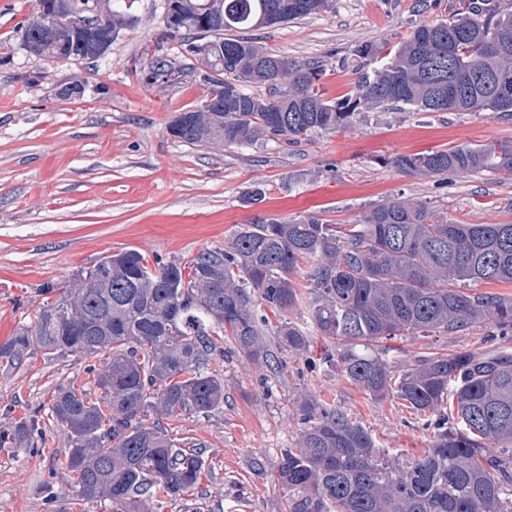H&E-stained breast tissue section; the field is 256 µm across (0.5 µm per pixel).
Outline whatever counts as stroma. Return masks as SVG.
<instances>
[{"label": "stroma", "instance_id": "obj_1", "mask_svg": "<svg viewBox=\"0 0 512 512\" xmlns=\"http://www.w3.org/2000/svg\"><path fill=\"white\" fill-rule=\"evenodd\" d=\"M460 0H334L331 12L252 31L288 58L327 63L325 98L352 93L353 58L370 42L396 44L423 23L448 18ZM32 0H0V342L29 325L44 297L41 284H68L79 270L125 249L148 262L189 263L227 247L255 216H313L355 224L369 207L405 195L462 224L512 222V170L467 176L427 175L392 165L398 155L459 145L512 142V116L492 112H423L373 106L353 125L316 132L298 144L249 147L187 145L167 132L179 113L196 109L208 88L189 76L170 86L134 68L164 29V0H134L132 23L93 63L52 62L28 53L17 31ZM81 82L68 96L66 84ZM266 189L244 207L243 190ZM390 359L437 350L511 347L487 323L455 334L398 336ZM322 337L308 353H283L270 371L225 349L211 367L224 377V406L210 415L166 420L172 439L203 443L211 472L183 500L161 512H287L275 473L282 449L294 447L301 424L295 399L310 393L345 411L374 435L389 457L421 454L433 438L426 418L394 398L376 399L323 360ZM108 354L49 358L34 353L0 362V512H108L68 483V442L48 407L58 387L88 381L89 366ZM37 420L33 448L9 443L15 421ZM264 465L256 475L254 461Z\"/></svg>", "mask_w": 512, "mask_h": 512}]
</instances>
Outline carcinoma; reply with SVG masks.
<instances>
[{"mask_svg":"<svg viewBox=\"0 0 512 512\" xmlns=\"http://www.w3.org/2000/svg\"><path fill=\"white\" fill-rule=\"evenodd\" d=\"M19 27L30 54L77 62L97 59L94 44L66 25L38 22L37 3ZM67 15L88 10L90 22H112L117 38L132 21L114 0H47ZM329 0H165L163 36L180 39L187 68L167 55L152 59L151 82L175 84L192 73L208 87L204 103L178 115L167 132L189 145L296 143L317 131L352 125L364 108L401 104L425 112H498L512 116V85L485 91L480 81L502 72L512 80V11L465 5L448 19L414 27L391 48L358 46L355 92L323 98L326 64L299 62L256 41L224 35L288 23L327 11ZM266 89L263 95L248 87ZM391 163L432 175L512 169V144L489 142L401 155ZM264 185L241 195L252 207ZM80 271L65 286L44 284L31 325L20 328L0 360L24 352L51 358L103 351L110 362L86 386L58 388L52 420L69 442L68 471L76 495L109 502L110 512H155L158 496L179 500L205 474L201 445L172 441L159 418L208 415L224 406V377L210 370L223 355L219 337L256 365L274 366L267 343V307L279 316V346L305 353L317 335L338 346L324 361L376 399L396 398L430 413L433 440L421 455L396 462L372 434L343 412L302 394L303 428L281 452L276 476L288 512H512V348L436 351L393 365L375 344L394 336L456 333L487 321L512 330V297L464 292L459 285L512 283V223L459 224L426 203L397 197L357 224L258 215L227 248L204 251L181 265L151 266L135 250ZM298 275L310 283L313 331L287 318L299 305ZM55 297H50V294ZM68 317L87 327L85 341L58 335ZM32 420L15 423L12 440L27 447Z\"/></svg>","mask_w":512,"mask_h":512,"instance_id":"cac0c4a2","label":"carcinoma"}]
</instances>
